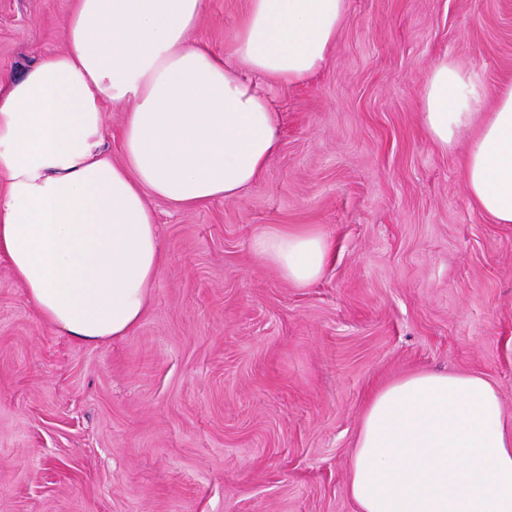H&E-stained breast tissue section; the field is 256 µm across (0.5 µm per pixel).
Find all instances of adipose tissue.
<instances>
[{
    "mask_svg": "<svg viewBox=\"0 0 512 512\" xmlns=\"http://www.w3.org/2000/svg\"><path fill=\"white\" fill-rule=\"evenodd\" d=\"M205 0H76L61 51L0 76V255L41 319L87 345L140 324L163 249L149 198L176 208L232 199L280 149L271 89L325 65L348 0H248L227 56L189 38ZM474 78L442 59L422 88L440 149L469 134L474 206L512 224V84L479 114ZM122 110L119 158L106 107ZM257 254L298 286L329 239L309 226L258 236ZM358 512H512V421L477 374L419 371L380 388L349 470Z\"/></svg>",
    "mask_w": 512,
    "mask_h": 512,
    "instance_id": "1",
    "label": "adipose tissue"
}]
</instances>
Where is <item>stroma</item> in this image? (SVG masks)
I'll return each mask as SVG.
<instances>
[{
    "instance_id": "1",
    "label": "stroma",
    "mask_w": 512,
    "mask_h": 512,
    "mask_svg": "<svg viewBox=\"0 0 512 512\" xmlns=\"http://www.w3.org/2000/svg\"><path fill=\"white\" fill-rule=\"evenodd\" d=\"M246 0H205L223 53ZM73 0H0V70L47 52ZM512 83V0H349L326 67L272 90L279 154L234 199H150L164 253L136 330L53 331L0 260V512H357L348 492L374 389L483 375L512 418V224L472 204L467 137L420 121L441 58ZM312 224L333 256L306 287L253 248Z\"/></svg>"
}]
</instances>
